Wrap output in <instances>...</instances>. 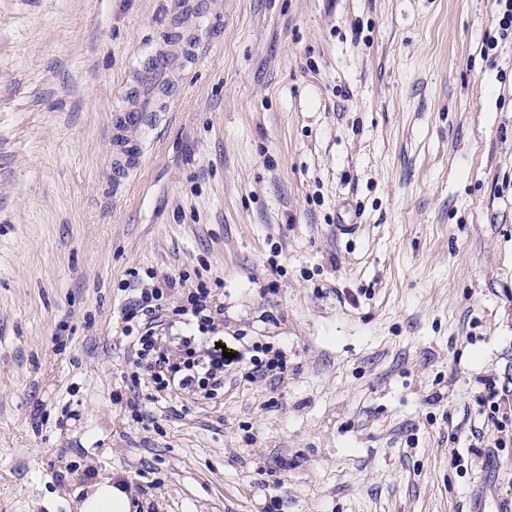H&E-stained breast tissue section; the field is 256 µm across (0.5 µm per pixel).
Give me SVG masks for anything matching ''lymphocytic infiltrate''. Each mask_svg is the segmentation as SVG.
<instances>
[{
  "label": "lymphocytic infiltrate",
  "mask_w": 512,
  "mask_h": 512,
  "mask_svg": "<svg viewBox=\"0 0 512 512\" xmlns=\"http://www.w3.org/2000/svg\"><path fill=\"white\" fill-rule=\"evenodd\" d=\"M175 280H167L164 287L141 291L139 298L125 307L124 322L141 324V333L132 337L135 349L136 369L130 374L133 386H140L142 373H149L155 392L178 393L190 391L208 400L217 399L224 390V377L232 365L241 364L252 377H274L281 374L286 365L283 351L271 346L261 347L259 355L242 358L223 357L219 347L200 348L202 335L214 332L217 316L224 308L217 304L211 288L198 284L185 292L173 314L184 325V336L177 339L176 355L157 350L153 326L159 319V302L166 290L174 288Z\"/></svg>",
  "instance_id": "1"
}]
</instances>
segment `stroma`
I'll use <instances>...</instances> for the list:
<instances>
[{"instance_id": "1", "label": "stroma", "mask_w": 512, "mask_h": 512, "mask_svg": "<svg viewBox=\"0 0 512 512\" xmlns=\"http://www.w3.org/2000/svg\"><path fill=\"white\" fill-rule=\"evenodd\" d=\"M0 0V512H512V36L498 0ZM154 128L135 105L149 54ZM497 42L496 61L484 49ZM141 279L216 281L220 402L126 405ZM172 291L166 302H181ZM173 66V58L164 53L154 54L149 61V80L146 79L141 88L142 102L138 107H120L113 114V130H114V142L117 146L116 151L118 155L124 154L125 150L120 141L122 132L129 131L132 129H140L152 121V113L149 112V108L152 102L153 91L155 84L152 80H156L158 77L164 75ZM477 383L484 386L483 394L479 396V402L482 404V412L485 414L487 421L502 430L505 429V422L508 419L505 416L504 420V413H502L500 420L499 413L502 404H506L509 401V396H511L512 379L510 381L509 377H503V381H500L499 377L486 376L478 378ZM106 479L93 486L83 498L78 512H129L131 500L126 488L120 483Z\"/></svg>"}]
</instances>
